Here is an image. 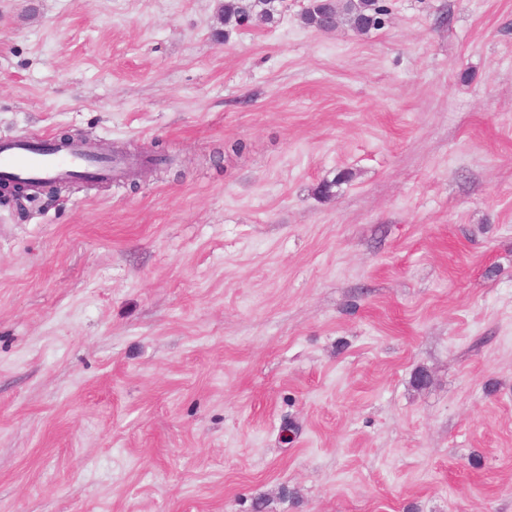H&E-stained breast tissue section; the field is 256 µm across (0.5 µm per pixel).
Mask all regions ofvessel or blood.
Wrapping results in <instances>:
<instances>
[{
    "label": "vessel or blood",
    "instance_id": "obj_1",
    "mask_svg": "<svg viewBox=\"0 0 512 512\" xmlns=\"http://www.w3.org/2000/svg\"><path fill=\"white\" fill-rule=\"evenodd\" d=\"M129 168V162L122 158H97L93 147L84 143L59 148L45 136L0 141V178L33 188L83 177H121Z\"/></svg>",
    "mask_w": 512,
    "mask_h": 512
}]
</instances>
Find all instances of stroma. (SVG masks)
I'll return each instance as SVG.
<instances>
[{
  "label": "stroma",
  "mask_w": 512,
  "mask_h": 512,
  "mask_svg": "<svg viewBox=\"0 0 512 512\" xmlns=\"http://www.w3.org/2000/svg\"><path fill=\"white\" fill-rule=\"evenodd\" d=\"M385 4L0 0V141L171 159L0 201V512H512V0ZM279 0H221L219 13L224 32L219 35L224 39L233 31L250 24L276 23ZM315 1L302 11L300 20L304 27L316 31L322 29L326 17H331L336 20V28L347 26L358 34H367L382 28L388 14L384 0Z\"/></svg>",
  "instance_id": "stroma-1"
}]
</instances>
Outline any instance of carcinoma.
<instances>
[{
  "label": "carcinoma",
  "mask_w": 512,
  "mask_h": 512,
  "mask_svg": "<svg viewBox=\"0 0 512 512\" xmlns=\"http://www.w3.org/2000/svg\"><path fill=\"white\" fill-rule=\"evenodd\" d=\"M279 0H220L219 13L224 32L228 36L232 31L250 24L276 23ZM388 9L383 0H316L302 11L300 20L303 26L319 31L325 19L336 20V26H346L358 34H367L378 30L385 24Z\"/></svg>",
  "instance_id": "cac0c4a2"
}]
</instances>
